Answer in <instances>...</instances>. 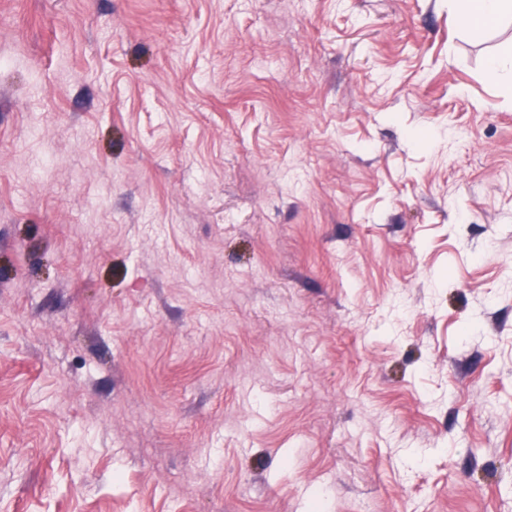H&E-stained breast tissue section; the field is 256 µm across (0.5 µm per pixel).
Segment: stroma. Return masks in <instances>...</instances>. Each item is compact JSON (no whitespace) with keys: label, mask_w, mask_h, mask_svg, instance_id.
<instances>
[{"label":"stroma","mask_w":512,"mask_h":512,"mask_svg":"<svg viewBox=\"0 0 512 512\" xmlns=\"http://www.w3.org/2000/svg\"><path fill=\"white\" fill-rule=\"evenodd\" d=\"M511 39L0 0V512H512ZM507 74L512 77V45L504 46L489 60L485 69L486 78L492 82H500Z\"/></svg>","instance_id":"obj_1"}]
</instances>
